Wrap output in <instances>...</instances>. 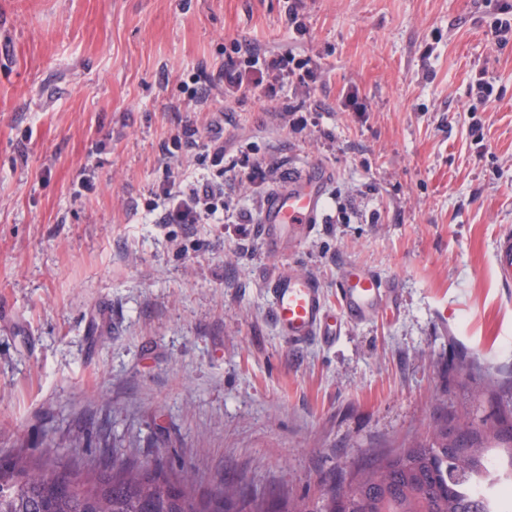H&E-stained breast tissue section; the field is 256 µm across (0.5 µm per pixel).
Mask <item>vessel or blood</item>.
<instances>
[{"label": "vessel or blood", "instance_id": "b4317fda", "mask_svg": "<svg viewBox=\"0 0 512 512\" xmlns=\"http://www.w3.org/2000/svg\"><path fill=\"white\" fill-rule=\"evenodd\" d=\"M328 170L317 169L268 194L261 214L259 237L267 254L283 252L289 242L313 233L324 218ZM502 283H512V234H503L495 252ZM395 283L356 267L345 270L337 289L338 308L330 310L318 280L308 275L283 272L268 283L273 321L289 342H335L344 324L363 322L378 308L382 297L395 293Z\"/></svg>", "mask_w": 512, "mask_h": 512}]
</instances>
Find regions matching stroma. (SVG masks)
I'll list each match as a JSON object with an SVG mask.
<instances>
[{
	"label": "stroma",
	"instance_id": "1",
	"mask_svg": "<svg viewBox=\"0 0 512 512\" xmlns=\"http://www.w3.org/2000/svg\"><path fill=\"white\" fill-rule=\"evenodd\" d=\"M505 3L0 0V457L50 438L60 463L90 462L108 445L191 467L200 495L238 483L315 506L458 412L491 423L512 404L485 393L512 379L494 265L512 230V39L489 28ZM238 46L309 60L320 84L200 103L197 72ZM482 80L496 99L473 112ZM188 122L224 144V221L152 223ZM315 168L332 174L323 222L268 255L267 195ZM350 264L397 282L398 304L333 344L281 336L267 282L304 272L333 307Z\"/></svg>",
	"mask_w": 512,
	"mask_h": 512
}]
</instances>
